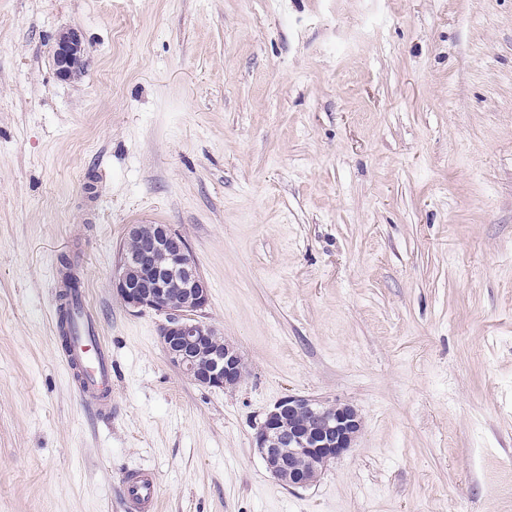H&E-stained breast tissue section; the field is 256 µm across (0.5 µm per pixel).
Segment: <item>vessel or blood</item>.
Returning <instances> with one entry per match:
<instances>
[{"label": "vessel or blood", "mask_w": 512, "mask_h": 512, "mask_svg": "<svg viewBox=\"0 0 512 512\" xmlns=\"http://www.w3.org/2000/svg\"><path fill=\"white\" fill-rule=\"evenodd\" d=\"M63 347L65 363L76 377L81 395L91 397L96 411H112V352L99 334L96 315L86 293H79L71 304V321L66 327ZM127 512H156L158 481L153 472L138 471L121 478Z\"/></svg>", "instance_id": "b4317fda"}]
</instances>
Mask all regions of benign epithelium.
<instances>
[{"label":"benign epithelium","instance_id":"7a95c632","mask_svg":"<svg viewBox=\"0 0 512 512\" xmlns=\"http://www.w3.org/2000/svg\"><path fill=\"white\" fill-rule=\"evenodd\" d=\"M53 53L61 80L75 78L84 68L86 49L76 30L60 32ZM126 241L137 245V254L120 251L112 270L113 290L128 308L166 315L164 352L190 381L235 390L244 361L222 334L197 319L209 291L185 239L168 224L145 223L128 225ZM361 428V415L349 403L289 395L265 414L254 448L279 482L308 488L353 447Z\"/></svg>","mask_w":512,"mask_h":512}]
</instances>
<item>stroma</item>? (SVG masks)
Wrapping results in <instances>:
<instances>
[{
  "instance_id": "35a3bbf8",
  "label": "stroma",
  "mask_w": 512,
  "mask_h": 512,
  "mask_svg": "<svg viewBox=\"0 0 512 512\" xmlns=\"http://www.w3.org/2000/svg\"><path fill=\"white\" fill-rule=\"evenodd\" d=\"M143 222L188 243L235 391L113 291ZM69 272L108 416L52 320ZM290 394L363 419L308 488L254 448ZM139 469L158 512H512V0H0V512H123ZM56 74L61 80H72L84 68L86 49L78 31L67 29L60 32L54 45ZM71 296L80 288V280L71 276ZM69 300L67 293L60 295L58 328L69 322ZM71 322L67 325V344L62 338L65 363L71 369L79 385L80 395L90 396L99 414L112 413V352L99 334L96 315L89 304L84 288L79 289L73 300Z\"/></svg>"
}]
</instances>
